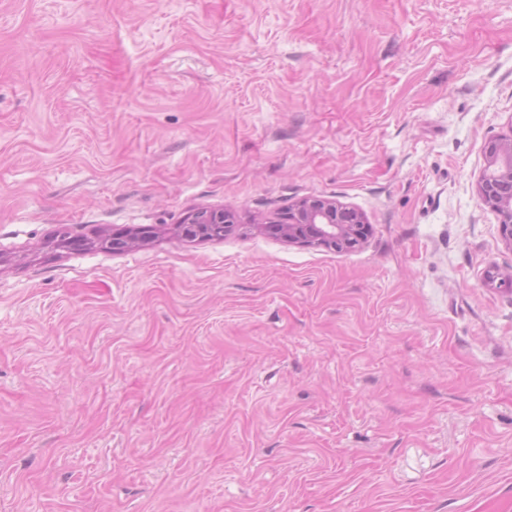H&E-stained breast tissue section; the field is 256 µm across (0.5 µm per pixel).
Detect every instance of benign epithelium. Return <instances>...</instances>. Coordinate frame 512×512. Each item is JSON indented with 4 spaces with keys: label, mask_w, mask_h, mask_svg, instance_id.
<instances>
[{
    "label": "benign epithelium",
    "mask_w": 512,
    "mask_h": 512,
    "mask_svg": "<svg viewBox=\"0 0 512 512\" xmlns=\"http://www.w3.org/2000/svg\"><path fill=\"white\" fill-rule=\"evenodd\" d=\"M486 166L478 185L481 203L499 217L502 238L512 246V133L489 140L485 145ZM233 228V215L224 209H201L182 221V235L189 239H220ZM289 243L325 246L337 251L362 245L369 232L364 215L337 200L305 198L261 225ZM150 236L148 230H133L121 238L103 239L112 249L135 247Z\"/></svg>",
    "instance_id": "1"
}]
</instances>
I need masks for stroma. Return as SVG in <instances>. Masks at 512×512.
I'll list each match as a JSON object with an SVG mask.
<instances>
[{"label": "stroma", "mask_w": 512, "mask_h": 512, "mask_svg": "<svg viewBox=\"0 0 512 512\" xmlns=\"http://www.w3.org/2000/svg\"><path fill=\"white\" fill-rule=\"evenodd\" d=\"M509 133L512 0H0V512H512ZM485 159L479 199L498 215L502 238L512 247V133L490 139ZM261 228L288 243L325 246L336 251L359 247L369 232V224L358 209L325 198L295 202ZM233 218L231 212L223 208L201 209L188 214L179 227L182 235L189 239H220L235 226Z\"/></svg>", "instance_id": "obj_1"}]
</instances>
